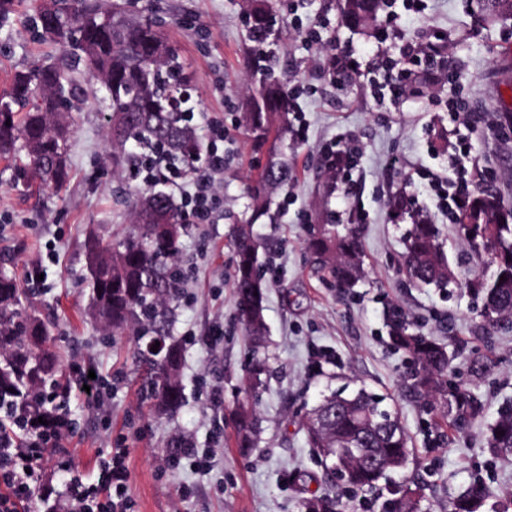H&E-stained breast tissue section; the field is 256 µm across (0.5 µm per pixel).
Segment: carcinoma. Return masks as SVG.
I'll list each match as a JSON object with an SVG mask.
<instances>
[{"instance_id": "1", "label": "carcinoma", "mask_w": 512, "mask_h": 512, "mask_svg": "<svg viewBox=\"0 0 512 512\" xmlns=\"http://www.w3.org/2000/svg\"><path fill=\"white\" fill-rule=\"evenodd\" d=\"M484 2L492 18L512 15V0ZM383 7L384 0H341L342 16L354 27L374 24ZM273 16V0H252L247 26L258 51L247 60V67L261 78L256 93L245 103L242 121L261 148L288 134L294 110L291 93L271 76L267 65L272 58ZM30 21L39 39L61 47L80 44L74 61L83 64L96 81L94 91L108 112L112 164L127 174L123 194L132 216L130 228L108 241L89 238L83 276L87 314L109 336L133 333L134 354L146 372L145 397L158 413H170L183 402L184 348L172 327L182 299L177 260L189 225L170 192L157 182L138 183L136 173L162 164L186 176L207 166L209 155L192 124L193 87L178 49L148 16L124 7L105 10L100 0H33ZM69 69V63L32 65L15 73L0 90V158L21 161L19 176H36L56 188L69 178L68 145L73 134L72 116L58 115L57 91L73 97L79 91L68 76ZM269 155L248 186L251 214L237 226L232 241L237 316L256 355L267 342L268 278L253 224L268 213L272 195L291 176L286 164L273 159L274 152ZM389 207L410 224L404 233L400 269L407 281L435 288L455 282L437 225L403 193L392 197ZM455 220L460 241L492 268L467 284L470 294L481 302L485 327L495 332L512 325V209L505 208L490 188H480L469 193ZM306 250L318 279L341 295L364 277L361 238L354 224L341 230L336 224L321 225L309 232ZM502 276L506 280H500ZM389 327L391 347L413 359L407 391L431 417L439 437L481 424L485 403L475 384L482 378L483 365H472L468 379L459 378L444 344L409 331L396 311L390 314ZM47 340L32 294L0 267V406L8 412L7 432L20 443L70 425L65 411L44 391L48 384L59 390L63 375L60 357L46 347ZM157 341L160 348L154 353L151 347ZM264 371L265 361L255 358L244 378L247 393L262 386ZM384 401L385 397L362 387L348 394L337 390L306 416L310 447L352 449L347 482L358 491L377 488L390 473L405 468L411 455L399 414ZM40 417L47 424L38 423ZM259 433L255 410L240 406L238 447H254ZM487 451L495 460L512 459V409L502 411L487 427ZM424 490L423 484H407L393 489L391 495L401 498L402 512H421ZM492 496L491 486L475 479L448 499V512H483ZM304 509L354 512L350 503L327 495L306 500Z\"/></svg>"}]
</instances>
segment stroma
I'll use <instances>...</instances> for the list:
<instances>
[{
  "label": "stroma",
  "mask_w": 512,
  "mask_h": 512,
  "mask_svg": "<svg viewBox=\"0 0 512 512\" xmlns=\"http://www.w3.org/2000/svg\"><path fill=\"white\" fill-rule=\"evenodd\" d=\"M406 13L401 0L398 33L380 41L374 28L346 24L338 0H277L281 40L272 74L295 91L305 114V140L287 141L284 157L294 171L280 187L266 217L254 226L268 263L266 294L267 373L255 401L262 431L253 448L235 444V412L245 398L242 378L252 351L236 317L231 241L248 199L246 182L264 157L239 121L241 104L258 84L245 68L252 46L244 12L249 0H139V10L163 21L193 74L200 104L195 123L202 138L210 125H224V170L217 174L221 220L195 224L183 239L179 261L186 274L175 335L184 346L181 369L185 402L155 415L143 401L130 336L106 337L86 313L89 235H122L130 216L114 191L122 179L112 169L102 105L76 97L77 129L69 151L70 177L62 189L39 179L20 180L0 160V261L20 284L41 266L44 278L31 284L48 331L50 347L64 369L90 366L105 404L88 408L65 398L71 421L59 446L41 462L53 498L67 499L72 477L97 483L110 449H126L130 512H303L306 498L336 492L316 451L306 443L307 412L323 395L363 387L387 396L398 409L414 449V460L395 481L421 480L429 490L423 512H442L449 496L482 477L501 498L512 496V462L489 463L487 423L512 404V330L486 336L480 306L465 284L482 264L461 244L448 213L437 201L438 180L450 179L451 160L467 148L471 162L492 170L494 187L512 208V135L492 132L512 113V16L486 21L481 0H422ZM29 0H15L10 21L0 26V87L14 71L46 60H67L65 49L33 38ZM445 38L452 85L469 96L468 114L448 110L449 86H422L399 101L374 98L364 77L400 63V47ZM353 47L362 76L344 88L329 83L320 61L336 47ZM345 146L355 166L344 187L323 197L328 174L325 147ZM407 192L436 224L457 283L442 291L410 285L398 273L407 228L388 202ZM359 224L365 276L341 298L313 272L306 251L309 225L328 215ZM400 308L413 331L447 344L453 365H489L478 391L486 404L484 424L437 446L423 414L405 395L412 360L388 344V306ZM189 440L195 458L172 447Z\"/></svg>",
  "instance_id": "obj_1"
}]
</instances>
